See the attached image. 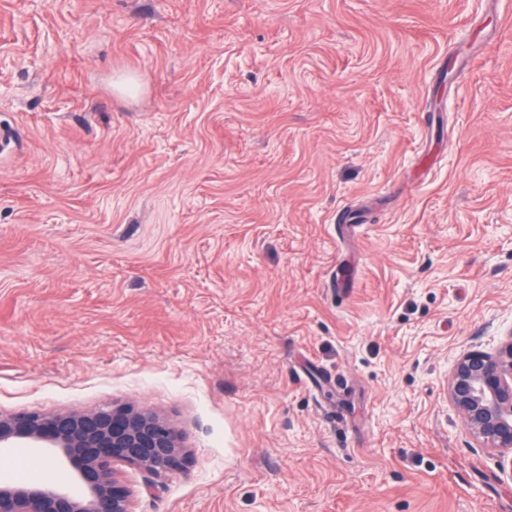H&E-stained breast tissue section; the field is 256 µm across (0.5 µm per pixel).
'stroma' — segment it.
Returning a JSON list of instances; mask_svg holds the SVG:
<instances>
[{"label": "stroma", "instance_id": "1", "mask_svg": "<svg viewBox=\"0 0 512 512\" xmlns=\"http://www.w3.org/2000/svg\"><path fill=\"white\" fill-rule=\"evenodd\" d=\"M511 330L512 0H0V414L169 419L133 512H512ZM448 392L473 437L496 452L512 477V331L493 353L475 350L458 359Z\"/></svg>", "mask_w": 512, "mask_h": 512}]
</instances>
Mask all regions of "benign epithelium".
<instances>
[{"label": "benign epithelium", "instance_id": "1", "mask_svg": "<svg viewBox=\"0 0 512 512\" xmlns=\"http://www.w3.org/2000/svg\"><path fill=\"white\" fill-rule=\"evenodd\" d=\"M449 397L473 437L498 455L512 477V331L492 353L456 361ZM1 448H42L64 460L82 494L50 484L0 481V512H132L131 493L112 470L124 462L161 476L186 457L172 424L154 411L110 404L87 412L0 415Z\"/></svg>", "mask_w": 512, "mask_h": 512}]
</instances>
